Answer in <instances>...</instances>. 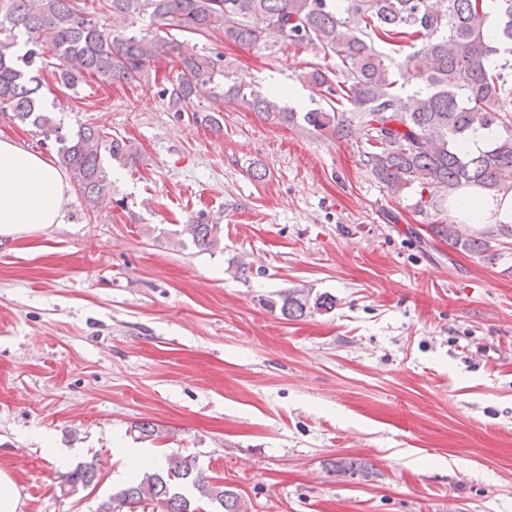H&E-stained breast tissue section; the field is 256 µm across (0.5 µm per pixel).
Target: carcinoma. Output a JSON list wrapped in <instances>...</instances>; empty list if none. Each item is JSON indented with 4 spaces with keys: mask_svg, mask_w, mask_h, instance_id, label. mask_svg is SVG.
<instances>
[{
    "mask_svg": "<svg viewBox=\"0 0 512 512\" xmlns=\"http://www.w3.org/2000/svg\"><path fill=\"white\" fill-rule=\"evenodd\" d=\"M112 25L101 24L79 0H0V112L55 136L59 159L89 208L110 199L105 158L124 162L129 146L103 129L87 126L68 138L42 106L43 82L31 69L47 56L57 60L56 84L77 91L85 77L104 83L157 85V61L171 58L176 76L158 90L176 112L223 130L220 115L190 110L202 89L292 126L346 139L358 131L360 161L393 195L408 188L451 195L466 186L489 193L512 189V0H97ZM147 18L155 34L136 29ZM186 34L178 40L170 34ZM223 34L242 48L268 44L314 45L336 57V70L317 65L304 81L326 93V105L305 112L279 106L260 91L224 84V56L196 49L192 36ZM390 46V53L378 49ZM414 82L411 91L397 88ZM477 127L499 132L476 153L460 143ZM448 248L493 264L511 224H489L467 237L450 221L429 225ZM220 225L199 215L184 232L202 249L218 241ZM320 300L290 296L284 315L302 317ZM98 482L85 464L61 475L67 493ZM189 484L214 512H240L236 492L213 482L195 459L177 457L101 503L98 512H198L180 489Z\"/></svg>",
    "mask_w": 512,
    "mask_h": 512,
    "instance_id": "cac0c4a2",
    "label": "carcinoma"
}]
</instances>
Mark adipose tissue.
I'll return each mask as SVG.
<instances>
[{"label": "adipose tissue", "mask_w": 512, "mask_h": 512, "mask_svg": "<svg viewBox=\"0 0 512 512\" xmlns=\"http://www.w3.org/2000/svg\"><path fill=\"white\" fill-rule=\"evenodd\" d=\"M68 184L61 171L17 141L0 136V241L61 223ZM461 228L512 224V190L490 195L476 186L450 199Z\"/></svg>", "instance_id": "obj_1"}]
</instances>
